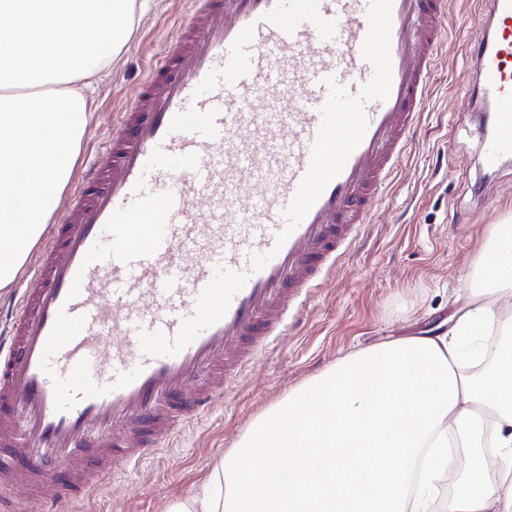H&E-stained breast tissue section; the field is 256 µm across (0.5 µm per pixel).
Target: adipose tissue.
<instances>
[{
	"mask_svg": "<svg viewBox=\"0 0 512 512\" xmlns=\"http://www.w3.org/2000/svg\"><path fill=\"white\" fill-rule=\"evenodd\" d=\"M150 0H0V288L69 180L96 75ZM467 309L351 352L262 416L173 512H512V225H491ZM501 336L493 365L479 344Z\"/></svg>",
	"mask_w": 512,
	"mask_h": 512,
	"instance_id": "obj_1",
	"label": "adipose tissue"
}]
</instances>
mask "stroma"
Wrapping results in <instances>:
<instances>
[{"instance_id": "obj_1", "label": "stroma", "mask_w": 512, "mask_h": 512, "mask_svg": "<svg viewBox=\"0 0 512 512\" xmlns=\"http://www.w3.org/2000/svg\"><path fill=\"white\" fill-rule=\"evenodd\" d=\"M188 0H152L135 33L95 84L94 109L60 209L82 190L88 165L109 162L117 113L172 47ZM454 24L400 169L330 281L300 321L161 449L116 471L95 497L60 512H167L198 491L213 466L269 408L343 355L415 334L468 303L473 265L490 225L512 218V158L481 166L478 104L466 89L487 0H452Z\"/></svg>"}]
</instances>
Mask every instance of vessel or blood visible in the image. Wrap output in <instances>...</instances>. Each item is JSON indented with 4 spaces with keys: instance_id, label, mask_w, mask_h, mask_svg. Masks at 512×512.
Wrapping results in <instances>:
<instances>
[{
    "instance_id": "b4317fda",
    "label": "vessel or blood",
    "mask_w": 512,
    "mask_h": 512,
    "mask_svg": "<svg viewBox=\"0 0 512 512\" xmlns=\"http://www.w3.org/2000/svg\"><path fill=\"white\" fill-rule=\"evenodd\" d=\"M174 49L119 113L111 163L61 215L0 336V447L64 462L58 500L90 491L208 409L333 274L370 223L416 132L446 39L447 0H393L392 85L362 142L283 247L308 171L326 78L357 95L369 0H191ZM475 75L489 103L486 168L512 157V0H489ZM271 253L260 271L250 254ZM248 272L224 317L174 356L216 266ZM40 473L0 459V485L42 512Z\"/></svg>"
}]
</instances>
